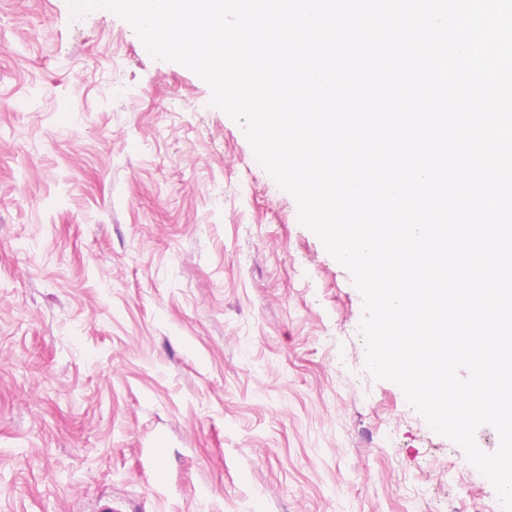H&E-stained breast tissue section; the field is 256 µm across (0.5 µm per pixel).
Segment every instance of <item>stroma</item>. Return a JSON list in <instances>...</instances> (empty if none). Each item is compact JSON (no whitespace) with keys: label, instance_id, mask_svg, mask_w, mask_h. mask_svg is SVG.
<instances>
[{"label":"stroma","instance_id":"stroma-1","mask_svg":"<svg viewBox=\"0 0 512 512\" xmlns=\"http://www.w3.org/2000/svg\"><path fill=\"white\" fill-rule=\"evenodd\" d=\"M210 97L117 15L0 0V512H502Z\"/></svg>","mask_w":512,"mask_h":512}]
</instances>
